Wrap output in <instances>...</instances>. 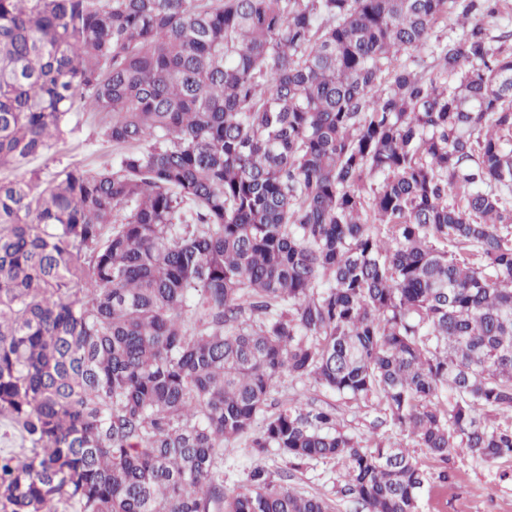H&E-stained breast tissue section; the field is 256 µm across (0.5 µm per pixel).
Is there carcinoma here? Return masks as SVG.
<instances>
[{"label": "carcinoma", "instance_id": "obj_1", "mask_svg": "<svg viewBox=\"0 0 512 512\" xmlns=\"http://www.w3.org/2000/svg\"><path fill=\"white\" fill-rule=\"evenodd\" d=\"M512 0H0V169L110 116L114 165L0 181V512H335L224 445L345 457L364 512H419L286 377L442 460L512 459ZM456 15L460 38L431 43ZM403 53L426 54L428 65ZM265 415L263 427L254 422ZM23 448H29L20 432L7 421L0 422V451L20 453Z\"/></svg>", "mask_w": 512, "mask_h": 512}]
</instances>
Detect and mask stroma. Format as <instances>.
<instances>
[{
	"mask_svg": "<svg viewBox=\"0 0 512 512\" xmlns=\"http://www.w3.org/2000/svg\"><path fill=\"white\" fill-rule=\"evenodd\" d=\"M108 121V116L100 112L72 113L63 140L50 151L30 159L25 171L37 173L45 181L64 169L111 165L121 148L104 135ZM276 398L282 403L308 398L318 405L334 407L342 432L361 445H369L378 438L386 444L411 447L413 455L431 476L421 496L420 512H512V459L489 464L466 453H454L448 460H440L426 449L412 447L410 439L399 430L378 426L376 402L348 400L309 383L285 380ZM259 465L276 475L288 471L277 451L256 454L245 437L230 442L224 450L225 495L239 492L246 485L249 472ZM348 471L349 461L344 457L311 461L290 471V484L299 491L331 500L335 512H361L355 500L339 492ZM442 471L449 474L444 483L437 479Z\"/></svg>",
	"mask_w": 512,
	"mask_h": 512,
	"instance_id": "35a3bbf8",
	"label": "stroma"
}]
</instances>
